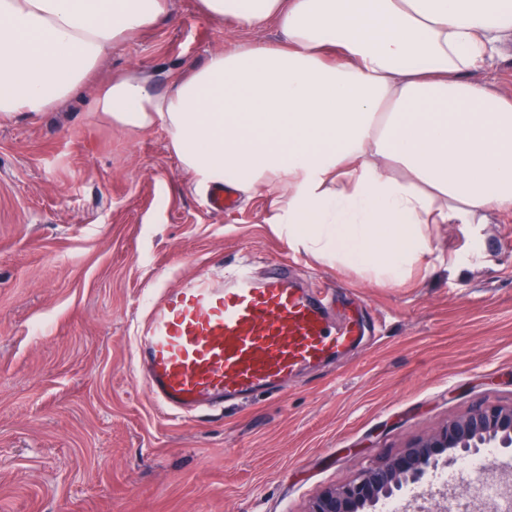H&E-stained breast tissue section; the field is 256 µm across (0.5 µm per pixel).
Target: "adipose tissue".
Instances as JSON below:
<instances>
[{"label": "adipose tissue", "instance_id": "1", "mask_svg": "<svg viewBox=\"0 0 512 512\" xmlns=\"http://www.w3.org/2000/svg\"><path fill=\"white\" fill-rule=\"evenodd\" d=\"M166 0H0V119L77 93ZM214 22L275 24L156 93L113 77L93 109L162 125L183 168L249 196L319 260L402 283L432 253L428 224L512 212V98L485 80L512 42V0H200Z\"/></svg>", "mask_w": 512, "mask_h": 512}]
</instances>
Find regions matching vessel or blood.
<instances>
[{"mask_svg":"<svg viewBox=\"0 0 512 512\" xmlns=\"http://www.w3.org/2000/svg\"><path fill=\"white\" fill-rule=\"evenodd\" d=\"M360 333L353 319L331 328L319 300L279 264L260 278L241 264L220 284L200 274L163 289L137 346L156 405L185 417L275 391L288 376L346 351Z\"/></svg>","mask_w":512,"mask_h":512,"instance_id":"obj_1","label":"vessel or blood"}]
</instances>
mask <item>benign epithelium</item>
<instances>
[{
	"instance_id": "benign-epithelium-1",
	"label": "benign epithelium",
	"mask_w": 512,
	"mask_h": 512,
	"mask_svg": "<svg viewBox=\"0 0 512 512\" xmlns=\"http://www.w3.org/2000/svg\"><path fill=\"white\" fill-rule=\"evenodd\" d=\"M512 447V404L482 403L409 440L395 455L341 486L322 488L307 512H368L406 484H418L442 459Z\"/></svg>"
}]
</instances>
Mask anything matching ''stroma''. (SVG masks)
Wrapping results in <instances>:
<instances>
[{"instance_id": "35a3bbf8", "label": "stroma", "mask_w": 512, "mask_h": 512, "mask_svg": "<svg viewBox=\"0 0 512 512\" xmlns=\"http://www.w3.org/2000/svg\"><path fill=\"white\" fill-rule=\"evenodd\" d=\"M167 2L79 94L0 120V512H306L472 404L512 402V213H495L427 225L434 252L398 285L308 258L292 280L331 288L334 322L361 315L346 353L220 414L156 408L135 336L160 287L241 260L261 275L301 251L268 222L273 194L213 213L165 128L92 111L114 76L139 71L161 91L167 72L280 39ZM443 470L451 487L426 479L402 496L467 504L472 478Z\"/></svg>"}]
</instances>
